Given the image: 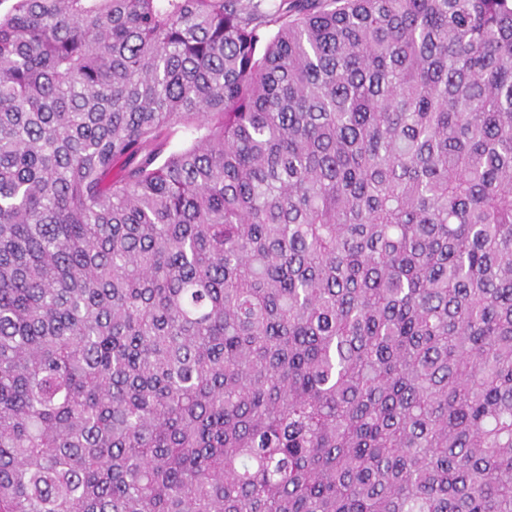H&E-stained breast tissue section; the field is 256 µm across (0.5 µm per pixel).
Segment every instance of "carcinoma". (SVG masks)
<instances>
[{
  "label": "carcinoma",
  "mask_w": 512,
  "mask_h": 512,
  "mask_svg": "<svg viewBox=\"0 0 512 512\" xmlns=\"http://www.w3.org/2000/svg\"><path fill=\"white\" fill-rule=\"evenodd\" d=\"M6 1L0 512H512V0Z\"/></svg>",
  "instance_id": "cac0c4a2"
}]
</instances>
